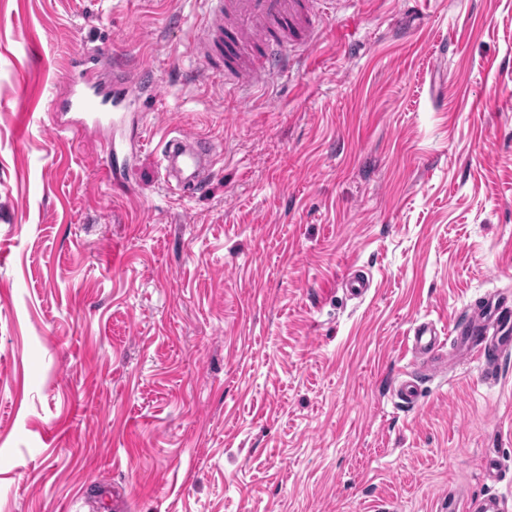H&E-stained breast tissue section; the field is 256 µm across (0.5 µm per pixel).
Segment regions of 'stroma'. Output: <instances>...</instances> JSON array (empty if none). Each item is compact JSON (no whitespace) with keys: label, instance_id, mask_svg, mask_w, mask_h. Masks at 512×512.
I'll return each instance as SVG.
<instances>
[{"label":"stroma","instance_id":"35a3bbf8","mask_svg":"<svg viewBox=\"0 0 512 512\" xmlns=\"http://www.w3.org/2000/svg\"><path fill=\"white\" fill-rule=\"evenodd\" d=\"M204 9L0 0V512H512V354L393 395L414 320L512 294V0H333L246 100ZM100 45L154 84L120 184L54 109ZM174 125L203 193L159 174ZM161 153L159 165L168 181V173L176 169L187 178H196L197 171L205 169L212 159V148L208 141L187 129L174 127ZM168 160V165L166 164Z\"/></svg>","mask_w":512,"mask_h":512}]
</instances>
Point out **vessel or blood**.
<instances>
[{
    "mask_svg": "<svg viewBox=\"0 0 512 512\" xmlns=\"http://www.w3.org/2000/svg\"><path fill=\"white\" fill-rule=\"evenodd\" d=\"M319 0H206L207 9L195 25L192 53L202 62L205 76L220 78L234 95L258 87L269 73L288 74V57L310 50L320 39L327 13ZM149 80L123 72L100 78L94 67L72 75L67 95L56 101L60 112L78 113L77 128L92 135L111 131L109 155L121 146L126 108L147 100ZM163 172L178 170L195 178L212 159L208 141L189 130L175 128L161 153ZM456 342L463 360L478 361L486 375H494L500 357L512 353V305L500 294L485 297L467 318L442 336L432 320L412 325L408 342L413 358L402 371L397 396L412 408L422 398L418 374H446V338Z\"/></svg>",
    "mask_w": 512,
    "mask_h": 512,
    "instance_id": "b4317fda",
    "label": "vessel or blood"
}]
</instances>
